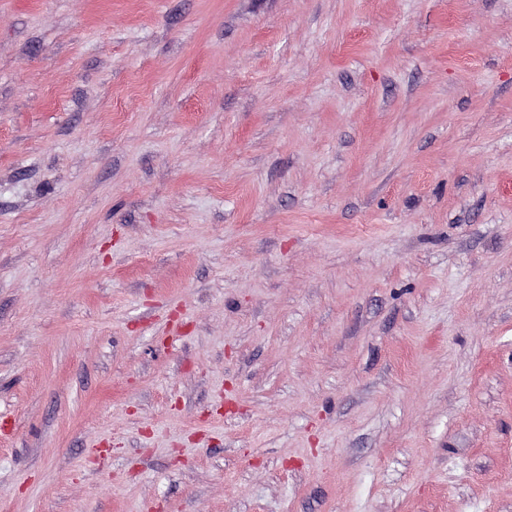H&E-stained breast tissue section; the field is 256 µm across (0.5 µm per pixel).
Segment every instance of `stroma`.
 Listing matches in <instances>:
<instances>
[{"label":"stroma","mask_w":512,"mask_h":512,"mask_svg":"<svg viewBox=\"0 0 512 512\" xmlns=\"http://www.w3.org/2000/svg\"><path fill=\"white\" fill-rule=\"evenodd\" d=\"M0 512H512V0H0Z\"/></svg>","instance_id":"1"}]
</instances>
